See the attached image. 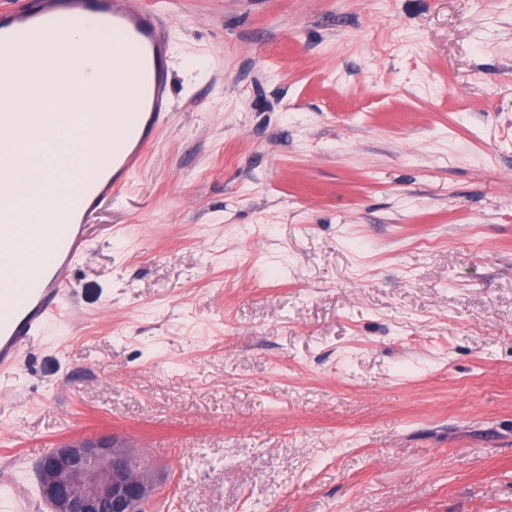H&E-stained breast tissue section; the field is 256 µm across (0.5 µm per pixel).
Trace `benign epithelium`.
I'll list each match as a JSON object with an SVG mask.
<instances>
[{"instance_id": "7a95c632", "label": "benign epithelium", "mask_w": 512, "mask_h": 512, "mask_svg": "<svg viewBox=\"0 0 512 512\" xmlns=\"http://www.w3.org/2000/svg\"><path fill=\"white\" fill-rule=\"evenodd\" d=\"M37 471L50 512H144L159 491L153 471L106 438L56 447Z\"/></svg>"}]
</instances>
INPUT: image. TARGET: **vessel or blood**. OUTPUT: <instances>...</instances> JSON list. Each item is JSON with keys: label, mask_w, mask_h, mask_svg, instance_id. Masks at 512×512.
Instances as JSON below:
<instances>
[{"label": "vessel or blood", "mask_w": 512, "mask_h": 512, "mask_svg": "<svg viewBox=\"0 0 512 512\" xmlns=\"http://www.w3.org/2000/svg\"><path fill=\"white\" fill-rule=\"evenodd\" d=\"M100 34L97 49L111 54L121 74L112 86V114L66 113L73 135L97 134L91 167L70 171L77 183L73 221L50 225L18 223L13 193L0 192V374L11 372L45 325L62 315L61 299L70 267L83 253L84 227L103 200L118 194L137 169L163 117L168 94V47L158 11L134 0H15L0 9V91L19 93L22 44L42 42L86 23ZM44 240L42 252L22 253L21 240Z\"/></svg>", "instance_id": "b4317fda"}]
</instances>
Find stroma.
<instances>
[{"mask_svg": "<svg viewBox=\"0 0 512 512\" xmlns=\"http://www.w3.org/2000/svg\"><path fill=\"white\" fill-rule=\"evenodd\" d=\"M166 114L0 375V512L109 437L151 512H512V0H142Z\"/></svg>", "mask_w": 512, "mask_h": 512, "instance_id": "35a3bbf8", "label": "stroma"}]
</instances>
